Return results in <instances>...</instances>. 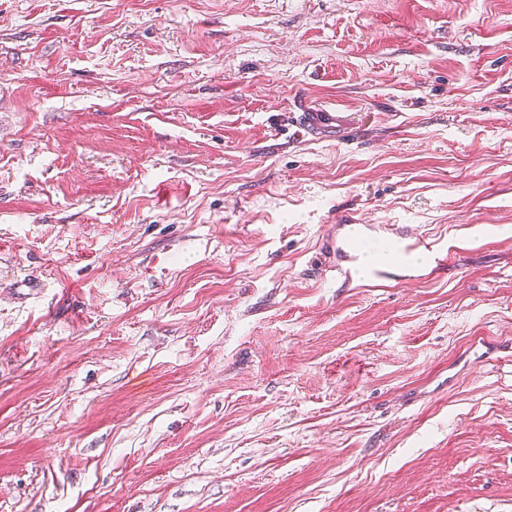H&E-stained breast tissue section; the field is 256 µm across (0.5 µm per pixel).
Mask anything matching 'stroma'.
<instances>
[{
  "instance_id": "stroma-1",
  "label": "stroma",
  "mask_w": 512,
  "mask_h": 512,
  "mask_svg": "<svg viewBox=\"0 0 512 512\" xmlns=\"http://www.w3.org/2000/svg\"><path fill=\"white\" fill-rule=\"evenodd\" d=\"M501 225L512 0H0V512H512ZM293 114L291 125L295 133L312 141L342 136L354 118L352 112H342L339 108L311 105H305ZM398 224H381L383 228V238L392 240L402 254L407 255L419 249H425L429 253V266L427 275H440L442 272L448 271V249L438 246L433 241L423 235H413L399 230ZM392 226L393 228H389ZM396 226V227H394ZM391 230V232H389Z\"/></svg>"
}]
</instances>
